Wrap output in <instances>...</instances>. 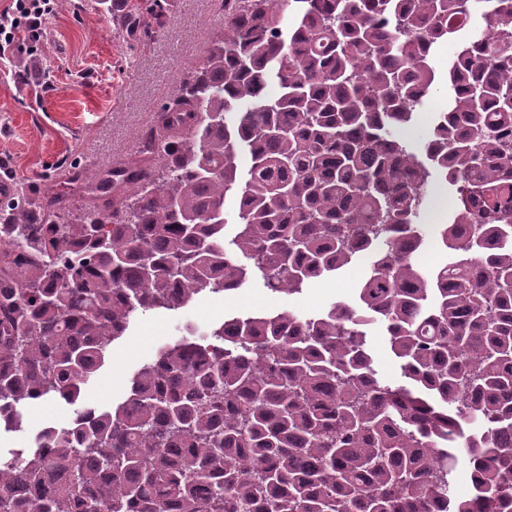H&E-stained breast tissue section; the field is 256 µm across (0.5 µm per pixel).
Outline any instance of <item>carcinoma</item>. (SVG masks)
Here are the masks:
<instances>
[{"instance_id":"carcinoma-1","label":"carcinoma","mask_w":512,"mask_h":512,"mask_svg":"<svg viewBox=\"0 0 512 512\" xmlns=\"http://www.w3.org/2000/svg\"><path fill=\"white\" fill-rule=\"evenodd\" d=\"M124 2L127 31L163 28ZM462 16L475 49L416 149L401 130ZM436 174L455 213L421 224ZM85 178L105 203L78 224L0 207V414L77 406L0 458V512H512V0H224L138 155ZM360 258L355 302L182 334L125 402L81 403L136 315L255 272L293 296ZM373 325L409 384L377 377ZM461 458L472 501L451 493Z\"/></svg>"}]
</instances>
